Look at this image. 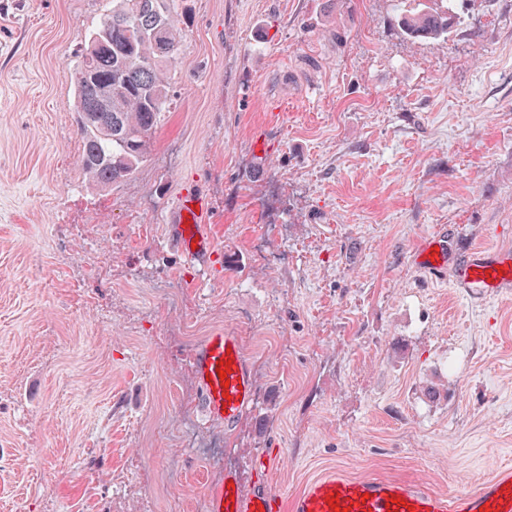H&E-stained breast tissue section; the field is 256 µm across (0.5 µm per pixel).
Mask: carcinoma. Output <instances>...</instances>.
<instances>
[{"mask_svg":"<svg viewBox=\"0 0 512 512\" xmlns=\"http://www.w3.org/2000/svg\"><path fill=\"white\" fill-rule=\"evenodd\" d=\"M184 36L179 0H112L79 51L73 78L80 162L92 188L111 187L145 161L170 105Z\"/></svg>","mask_w":512,"mask_h":512,"instance_id":"obj_1","label":"carcinoma"}]
</instances>
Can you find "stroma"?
Instances as JSON below:
<instances>
[{"label": "stroma", "instance_id": "35a3bbf8", "mask_svg": "<svg viewBox=\"0 0 512 512\" xmlns=\"http://www.w3.org/2000/svg\"><path fill=\"white\" fill-rule=\"evenodd\" d=\"M421 2L446 34L409 36L410 0H183L172 103L98 191L72 73L106 0H0V512H209L228 468L287 500L332 468L459 494L512 464V298L408 262L443 225L512 247V0ZM190 191L206 267L163 222ZM220 328L257 386L229 428L188 360Z\"/></svg>", "mask_w": 512, "mask_h": 512}]
</instances>
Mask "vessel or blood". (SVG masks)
Masks as SVG:
<instances>
[{
	"instance_id": "b4317fda",
	"label": "vessel or blood",
	"mask_w": 512,
	"mask_h": 512,
	"mask_svg": "<svg viewBox=\"0 0 512 512\" xmlns=\"http://www.w3.org/2000/svg\"><path fill=\"white\" fill-rule=\"evenodd\" d=\"M208 210L201 196H185L165 222L172 243L185 260L208 264L215 253L207 229ZM428 275H452L464 291L499 297L512 293V249L476 247L457 253L447 229L420 240L409 257ZM190 364L202 394L201 410L208 422L231 426L252 406L256 394L253 366L235 330L218 329L190 351ZM211 512H512V469H500L477 491L439 494L421 484L389 478L350 477L332 469L306 484L284 502L269 484L258 479L243 488L238 474L227 470L210 494Z\"/></svg>"
}]
</instances>
